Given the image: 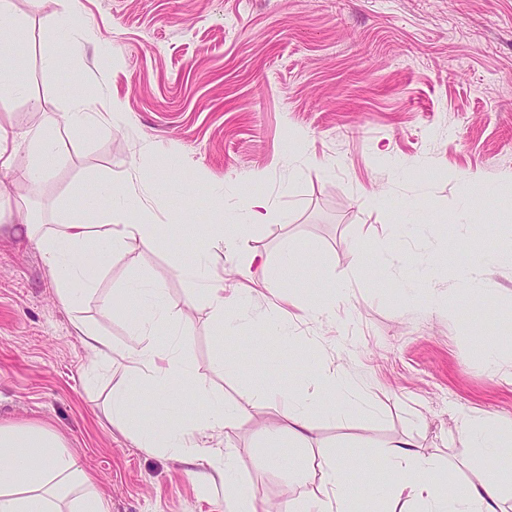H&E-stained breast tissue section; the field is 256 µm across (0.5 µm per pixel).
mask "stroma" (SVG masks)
I'll use <instances>...</instances> for the list:
<instances>
[{
    "instance_id": "obj_1",
    "label": "stroma",
    "mask_w": 512,
    "mask_h": 512,
    "mask_svg": "<svg viewBox=\"0 0 512 512\" xmlns=\"http://www.w3.org/2000/svg\"><path fill=\"white\" fill-rule=\"evenodd\" d=\"M27 41L15 79L21 97L0 99V127L21 133L56 119L59 161L36 195L40 221L59 207L98 209L107 179L134 188L154 223L170 234L132 241L113 254L95 290L74 307L36 242L9 208L23 197L0 172V422L55 431L78 455L110 512H226L223 487L203 489L171 451L139 447L108 418L122 368L93 365L75 319L99 326L114 349L135 344L121 291L139 281L163 289L180 334L179 356L212 396L247 407L213 447L234 458L257 506L310 492L263 468L264 434L282 425V401L253 405V381L292 383L316 394L314 375L341 369L372 406L318 416L310 451L373 457L399 440L432 456L442 475L465 485L489 471L488 457L457 451L462 416L512 425V350L498 369L484 358L512 326V262L479 271L466 287L457 269L469 251L512 246V0H14ZM56 52L59 67L46 64ZM90 111L121 103L126 122L75 130L63 118L74 98ZM473 174L476 197L496 194L477 218L494 225L475 236L458 220L457 175ZM271 201L265 223L240 248L211 254L226 288L240 281L251 253L277 263L284 240L310 257L292 290L299 309L294 342L267 332L278 319L258 296L228 309L236 328L216 321L178 264L196 248L181 227L204 228L237 213L250 194ZM386 206L375 209L373 197ZM418 209V225L391 238L387 227ZM458 237L445 267L414 293L405 283L435 256L437 225ZM406 257L374 275L389 250ZM346 278L330 319L304 314L319 285ZM112 298V318L100 301ZM237 357L239 368L224 365Z\"/></svg>"
}]
</instances>
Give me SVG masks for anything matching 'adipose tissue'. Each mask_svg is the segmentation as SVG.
Listing matches in <instances>:
<instances>
[{
  "label": "adipose tissue",
  "mask_w": 512,
  "mask_h": 512,
  "mask_svg": "<svg viewBox=\"0 0 512 512\" xmlns=\"http://www.w3.org/2000/svg\"><path fill=\"white\" fill-rule=\"evenodd\" d=\"M29 155L15 179L37 187L57 164V142L52 123L38 125L24 139ZM98 194L106 201L103 210L85 216L76 212L62 215L57 229L48 230L35 223L28 206H18L16 214L28 239L37 240L57 287L61 304L73 305L94 290L100 267L81 263V255L94 253L108 260L128 241L158 240L163 225L149 221V212L139 207L128 194L101 184ZM270 210L265 196L251 195L234 224L208 225L204 242L193 264L179 267V276L197 282L208 307L223 315L226 303L239 304L251 295L275 294L295 281L298 261L292 241H284V258L277 267L255 253L251 262L264 268L262 278L250 279L232 296H225L224 282L210 270V250L235 245L244 238L246 227L264 223ZM124 309L133 335L142 337L138 347L128 349L123 365L125 379L112 391L110 417L132 430L143 448H159L180 454L185 461L208 457L202 443L206 433H218L230 426L245 409L212 398L204 378L195 375L180 359L174 347L157 340L165 327L166 307L158 290L128 286L122 292ZM315 381L339 397L338 404L315 400L287 399L284 411L287 442L269 435L262 456L264 467H284L283 447L303 446L315 414H334L336 406H349L360 397L357 384L341 370L318 372ZM148 385L153 414L144 417L133 404L131 391ZM191 393L203 413L190 421L167 416L169 406ZM460 453L464 457L491 454L504 463L495 475L481 474L465 487H439L432 478L435 462L417 451L412 442L396 443L384 452L380 465L388 475L386 484L370 488L353 484L349 458L330 457L306 468H287L292 479L318 481L317 491L289 502L288 512H359L360 503L375 499L376 512H500L502 496L512 490V427L485 417L462 416ZM0 512H110L108 502L98 495L78 456L66 450L61 438L47 427L26 423H0Z\"/></svg>",
  "instance_id": "ef3b65f1"
}]
</instances>
